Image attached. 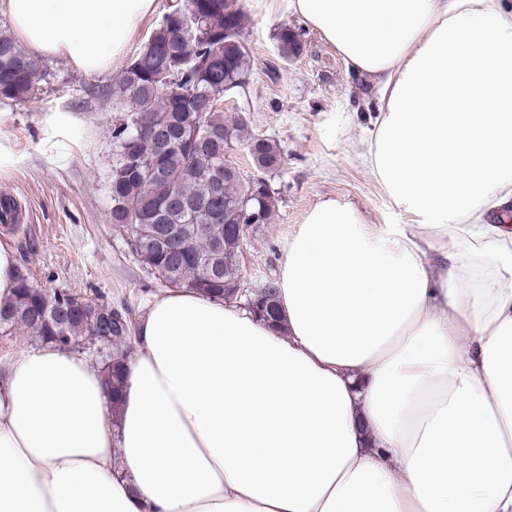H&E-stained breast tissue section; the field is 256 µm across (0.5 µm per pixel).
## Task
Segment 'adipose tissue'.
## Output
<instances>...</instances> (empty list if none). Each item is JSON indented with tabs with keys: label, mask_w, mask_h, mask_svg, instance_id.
I'll list each match as a JSON object with an SVG mask.
<instances>
[{
	"label": "adipose tissue",
	"mask_w": 512,
	"mask_h": 512,
	"mask_svg": "<svg viewBox=\"0 0 512 512\" xmlns=\"http://www.w3.org/2000/svg\"><path fill=\"white\" fill-rule=\"evenodd\" d=\"M379 107L404 221L320 200L282 321L174 289L113 399L80 353L0 376V512H512V0H289ZM156 0H8L37 57L100 72Z\"/></svg>",
	"instance_id": "adipose-tissue-1"
}]
</instances>
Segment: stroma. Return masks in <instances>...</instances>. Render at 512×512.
I'll return each mask as SVG.
<instances>
[{
    "label": "stroma",
    "instance_id": "stroma-1",
    "mask_svg": "<svg viewBox=\"0 0 512 512\" xmlns=\"http://www.w3.org/2000/svg\"><path fill=\"white\" fill-rule=\"evenodd\" d=\"M255 64L230 95L229 113L252 134L274 140L283 160L266 179L277 199L270 223L249 229L241 259L242 286L255 291L277 277L288 238L321 199L354 203L371 224L400 220L357 146L375 121L372 89L288 7V0H242ZM300 30L301 55L278 57L279 27ZM48 76L35 98H0V193L17 196L27 221L0 223L18 265L46 288L125 307L139 321L168 287L138 261L125 232L112 222V104L86 97L118 67L98 74L46 59Z\"/></svg>",
    "mask_w": 512,
    "mask_h": 512
}]
</instances>
